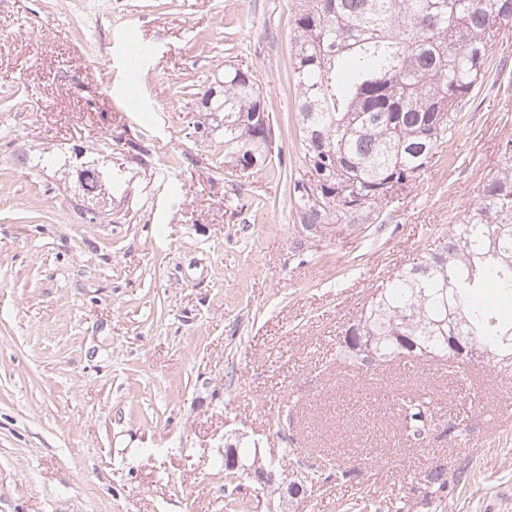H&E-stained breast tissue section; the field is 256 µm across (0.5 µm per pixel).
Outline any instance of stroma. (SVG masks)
<instances>
[{
	"instance_id": "obj_1",
	"label": "stroma",
	"mask_w": 512,
	"mask_h": 512,
	"mask_svg": "<svg viewBox=\"0 0 512 512\" xmlns=\"http://www.w3.org/2000/svg\"><path fill=\"white\" fill-rule=\"evenodd\" d=\"M296 0H0V512H512V374L474 361L338 365L379 284L457 222L512 138V31L452 138L366 226L300 236L291 80ZM151 46L129 87L127 38ZM253 72L275 150L241 172L200 138L201 95ZM102 171L104 191L77 172ZM430 397L440 426L402 430ZM459 422V436L444 424ZM254 445L271 481L224 475ZM355 470L290 497L321 451ZM464 485L428 494L434 463ZM397 414L408 436L423 442L435 426L430 402L423 395L408 394L399 400Z\"/></svg>"
}]
</instances>
